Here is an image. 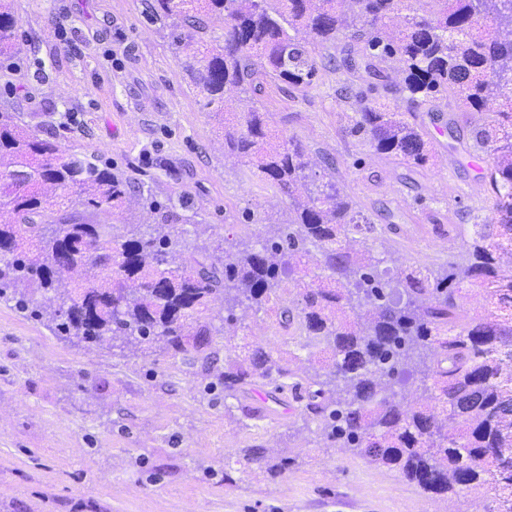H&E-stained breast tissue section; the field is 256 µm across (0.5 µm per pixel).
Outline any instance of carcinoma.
I'll use <instances>...</instances> for the list:
<instances>
[{"instance_id": "1", "label": "carcinoma", "mask_w": 512, "mask_h": 512, "mask_svg": "<svg viewBox=\"0 0 512 512\" xmlns=\"http://www.w3.org/2000/svg\"><path fill=\"white\" fill-rule=\"evenodd\" d=\"M149 8L193 61L195 86L224 127V155L288 197L293 219L225 251L218 268L186 245L196 217L187 195L160 201L149 191L142 199L153 223L122 224L133 178L66 155L0 112V212L12 215L0 223V298L72 344L204 360L219 333L205 316L215 297L224 296L229 327L236 308L273 303L277 332L322 374L296 381L288 360L255 343L224 363L225 390L273 383L305 401L330 444L428 493L486 489L497 512H512V266L500 263L512 258V0H153ZM16 23L12 0H0V56L13 49ZM186 27L197 40L184 45ZM300 29L336 53L318 58L296 39ZM395 58L405 64L399 86L388 74ZM327 68L406 99L405 112L375 98L352 117L350 131L377 152L427 164L432 146L412 119L429 103L451 110L452 138L466 130L486 153L491 217L472 225L466 255L448 256L439 274L412 267L393 276L380 260L355 256L347 239L373 226L309 168L304 145H271L254 105L224 118L228 85L252 101L269 79L302 91ZM491 102L489 120L474 121ZM48 184L58 196L43 192ZM311 260L326 275L307 284L299 265ZM464 282L484 293L492 317L462 323ZM418 368L422 393L408 403L395 386Z\"/></svg>"}]
</instances>
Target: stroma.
Masks as SVG:
<instances>
[{
  "instance_id": "obj_1",
  "label": "stroma",
  "mask_w": 512,
  "mask_h": 512,
  "mask_svg": "<svg viewBox=\"0 0 512 512\" xmlns=\"http://www.w3.org/2000/svg\"><path fill=\"white\" fill-rule=\"evenodd\" d=\"M148 2L14 0L15 54L0 59V108L157 198L188 194L198 224L186 244L218 264L225 248L265 236L292 213L253 167L225 157L219 121L168 26L148 19ZM346 81L326 71L317 87L292 92L272 80L257 106L280 140L305 146L313 171L333 157L337 186L373 224L362 248L398 274L432 257L430 240L466 239L490 201L472 192L467 165H450L449 135L429 163L411 167L351 133L360 103L341 95ZM236 315L238 337L290 355L299 377L313 376L307 352L272 331L257 336L256 320L273 321L272 310ZM212 350L191 366L130 347L76 346L0 300V512H491L484 495L426 493L331 446L303 404L272 399V385L228 395L222 374L235 350L221 336ZM243 403L263 417L244 418ZM252 445L265 448L264 461L241 456ZM285 457L287 471L271 474L268 463Z\"/></svg>"
}]
</instances>
